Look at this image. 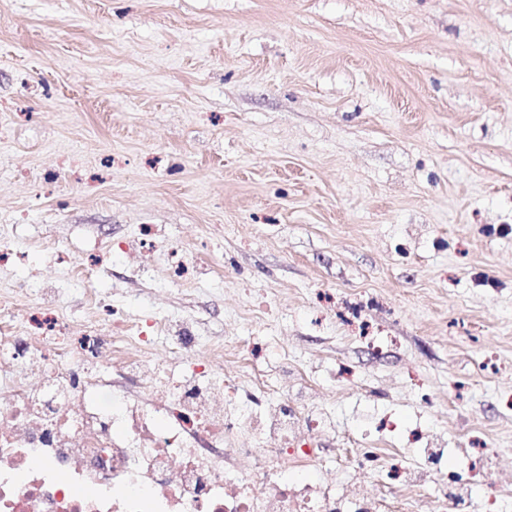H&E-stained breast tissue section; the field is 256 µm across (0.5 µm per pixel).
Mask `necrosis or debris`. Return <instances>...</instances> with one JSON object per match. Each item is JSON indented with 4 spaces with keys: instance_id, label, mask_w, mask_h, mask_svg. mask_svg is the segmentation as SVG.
I'll return each mask as SVG.
<instances>
[{
    "instance_id": "1",
    "label": "necrosis or debris",
    "mask_w": 512,
    "mask_h": 512,
    "mask_svg": "<svg viewBox=\"0 0 512 512\" xmlns=\"http://www.w3.org/2000/svg\"><path fill=\"white\" fill-rule=\"evenodd\" d=\"M103 270L79 267L89 319L30 277L0 291V512H404L420 497L451 512L443 472L407 449L325 447L327 417L263 363L277 338L204 344L192 318L134 316L93 289Z\"/></svg>"
}]
</instances>
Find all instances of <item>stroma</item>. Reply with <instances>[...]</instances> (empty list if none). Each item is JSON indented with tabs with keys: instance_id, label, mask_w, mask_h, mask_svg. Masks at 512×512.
Segmentation results:
<instances>
[{
	"instance_id": "stroma-1",
	"label": "stroma",
	"mask_w": 512,
	"mask_h": 512,
	"mask_svg": "<svg viewBox=\"0 0 512 512\" xmlns=\"http://www.w3.org/2000/svg\"><path fill=\"white\" fill-rule=\"evenodd\" d=\"M140 224L202 260L168 308L282 337L337 447L420 433L512 512V0H0V287L71 307Z\"/></svg>"
}]
</instances>
